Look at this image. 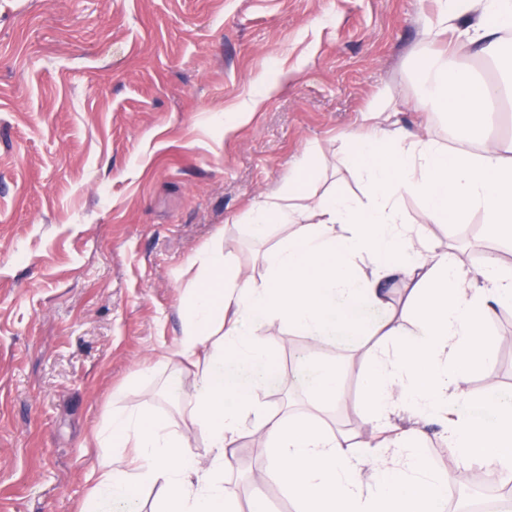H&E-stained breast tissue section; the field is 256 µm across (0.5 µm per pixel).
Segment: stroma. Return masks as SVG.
I'll return each instance as SVG.
<instances>
[{
    "mask_svg": "<svg viewBox=\"0 0 512 512\" xmlns=\"http://www.w3.org/2000/svg\"><path fill=\"white\" fill-rule=\"evenodd\" d=\"M437 0H0V512H78L93 485V434L113 396L182 425L162 386L180 334L191 258L223 235L255 281L265 250L249 211L303 156L313 194L362 197L342 164L362 117L390 95L400 125L463 148L421 112L417 66L447 39L423 30ZM276 87L233 130L261 74ZM470 268L501 247L480 215L428 226ZM500 391L512 393V310L487 326ZM262 340L279 376L257 392L272 414L361 433L360 386L377 337L312 347L273 323ZM343 365L339 404L314 411L290 374L300 354ZM153 367L152 378L139 372ZM243 428L224 489L249 512H295Z\"/></svg>",
    "mask_w": 512,
    "mask_h": 512,
    "instance_id": "1",
    "label": "stroma"
}]
</instances>
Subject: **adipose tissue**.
Listing matches in <instances>:
<instances>
[{"mask_svg":"<svg viewBox=\"0 0 512 512\" xmlns=\"http://www.w3.org/2000/svg\"><path fill=\"white\" fill-rule=\"evenodd\" d=\"M511 28L512 0H440L424 35L453 32L459 45L478 46L491 67L498 33ZM424 73L429 104L447 112L476 150H450L427 131L377 124L391 104L380 100L372 124L351 136L364 197L314 196L298 167L256 202L254 237H266L274 224L298 228L264 253V282L233 261L223 237L197 252L195 276L179 294L182 329L170 350L178 369L165 393L179 399L213 455L201 461L184 430L114 398L95 435L101 453L81 512H137L147 488L157 489L160 512H233L219 475L246 426L265 438L269 473L296 512H446L448 488L422 446L431 421L441 422L460 471L477 464L495 482H512V399L487 405V423L466 390L472 367L490 362L488 322L512 307V272L492 254L478 270L466 269L454 254L431 248L427 233L428 224L478 213L512 247V143L486 133L493 106L512 102V80L480 79L448 57L426 58ZM408 196L420 200L427 224L408 223ZM394 278L410 290L414 331L387 314L384 284ZM274 321L314 343L384 339L362 378L371 438L351 439L312 416L273 415L257 402L255 390L275 373L260 339ZM187 371L194 375L189 388ZM304 383L320 409L340 397L342 372L311 359ZM399 415L407 426L396 425Z\"/></svg>","mask_w":512,"mask_h":512,"instance_id":"adipose-tissue-1","label":"adipose tissue"}]
</instances>
